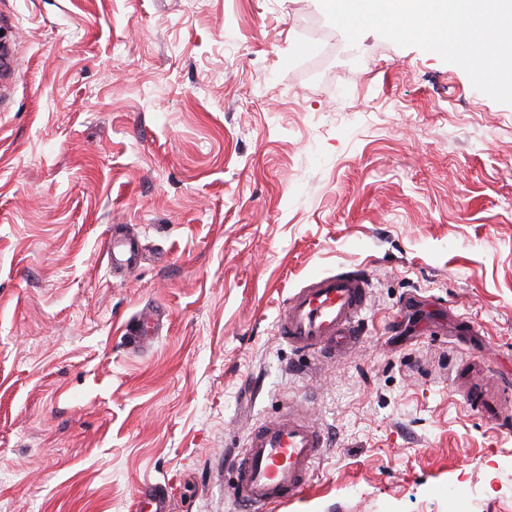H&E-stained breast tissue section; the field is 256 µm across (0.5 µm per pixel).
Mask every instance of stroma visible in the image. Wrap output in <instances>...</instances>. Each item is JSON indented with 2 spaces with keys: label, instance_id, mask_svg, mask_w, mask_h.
Instances as JSON below:
<instances>
[{
  "label": "stroma",
  "instance_id": "1",
  "mask_svg": "<svg viewBox=\"0 0 512 512\" xmlns=\"http://www.w3.org/2000/svg\"><path fill=\"white\" fill-rule=\"evenodd\" d=\"M319 0H0V512H238L228 454L300 409L329 446L271 512H512V105L439 55L333 30ZM136 236L117 276L111 235ZM365 271L321 361L285 299ZM166 326L124 340L143 308ZM462 399L470 410H478L484 413H499V421H509L511 416V404L498 411V390L491 386L473 384L469 379L460 382ZM169 495L160 485H145L137 490L136 501L139 512H169Z\"/></svg>",
  "mask_w": 512,
  "mask_h": 512
}]
</instances>
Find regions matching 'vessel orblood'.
<instances>
[{
    "label": "vessel or blood",
    "mask_w": 512,
    "mask_h": 512,
    "mask_svg": "<svg viewBox=\"0 0 512 512\" xmlns=\"http://www.w3.org/2000/svg\"><path fill=\"white\" fill-rule=\"evenodd\" d=\"M107 250L112 265L122 271L139 263L134 240H110ZM369 299V279L362 271L332 272L307 281L291 293L277 320V331L301 353L332 359L353 348L363 334L362 314ZM152 311L140 312L127 328L131 341L154 335ZM480 365L468 364L467 381L461 384L468 409L512 417V409L499 408L495 388L472 383ZM327 441L322 431L292 411L256 424L243 450L230 466L236 479L235 494L245 512H268L274 504L298 498L323 457ZM166 488L146 485L136 494L138 512H169Z\"/></svg>",
    "instance_id": "obj_1"
}]
</instances>
